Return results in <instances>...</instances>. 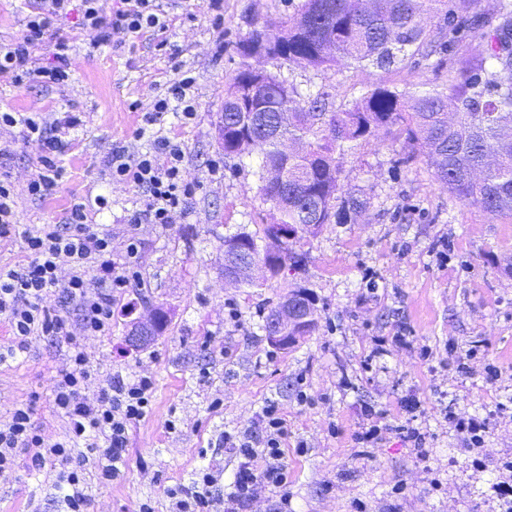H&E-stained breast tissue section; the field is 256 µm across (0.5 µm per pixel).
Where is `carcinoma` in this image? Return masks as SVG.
<instances>
[{
    "mask_svg": "<svg viewBox=\"0 0 512 512\" xmlns=\"http://www.w3.org/2000/svg\"><path fill=\"white\" fill-rule=\"evenodd\" d=\"M442 15L447 26L425 25ZM472 30L480 39L479 64L464 63L449 93L407 94L378 86L348 107L335 109L323 89L305 91L282 74L259 78L247 58L257 50L270 59L327 69L349 64L388 69L415 56L433 64L453 48L450 34ZM241 66L225 89L224 154L258 155L259 193L271 203L274 223L288 233L279 242V267L301 256L290 240L350 213L369 198L346 188L336 153L355 148L382 129L418 144L448 192L492 217L512 218V0H496L489 16H460L452 0H303L287 18L261 17L237 43ZM288 118H283V113ZM304 138L309 150L285 156L284 139ZM288 172V182L266 181V172ZM261 257L271 246L245 231L224 236Z\"/></svg>",
    "mask_w": 512,
    "mask_h": 512,
    "instance_id": "obj_1",
    "label": "carcinoma"
}]
</instances>
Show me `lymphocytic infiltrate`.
I'll return each mask as SVG.
<instances>
[{"label":"lymphocytic infiltrate","mask_w":512,"mask_h":512,"mask_svg":"<svg viewBox=\"0 0 512 512\" xmlns=\"http://www.w3.org/2000/svg\"><path fill=\"white\" fill-rule=\"evenodd\" d=\"M66 0H40V5L26 17L25 28L9 45L0 48V75H9L14 82L35 80L52 88L66 85L72 76L73 45L69 38L59 35L55 21ZM82 30L90 46L109 42L112 34L121 33L129 40L139 39L149 30H165L157 0H123V5L110 17H102L96 0H82ZM50 48L51 62L39 64L36 50ZM194 83L188 72L176 71L167 90L155 95L143 120L152 125L179 105L184 118H191L195 102L188 92ZM77 115L64 113L55 119L53 128L31 118H20L15 112H1L0 125H23L29 137L39 140L43 152L39 169L28 184L30 196L42 198L50 194L62 176L55 154L62 146V137L79 125ZM184 153L180 145L168 138H158L152 151L137 155L126 149L113 151L110 160L111 178L116 182L134 185L145 194L142 212L129 218L130 224L149 220L153 224L174 223L192 189L180 176ZM29 260L8 270L0 269V316L4 317L11 342L0 352V362L26 352L36 336H64L70 348L69 365L62 371L54 392L53 404L66 420L63 439L52 440L34 425L30 404L16 405L11 420L0 427V474L12 470L18 453L29 454L33 464L50 461L68 463L69 468L59 476L58 487L68 512H86L87 500L82 482L88 462H95L103 477L113 478L129 442L131 427L144 420L151 410L154 381L137 376L132 381L108 380L95 401L84 394L89 358L82 345L83 337L107 335L112 329L113 308L129 288L141 282L136 266L140 241L129 233L123 263L111 262L112 239L91 227L89 212L84 204L71 208L66 224H45L24 234ZM69 265L72 273L60 281L58 272ZM97 267L99 275L89 278V267ZM63 287L70 302L78 310V328L70 330L64 317L48 313L41 305L49 290ZM258 434L225 435L224 445L238 459L233 477V490L226 499V512H239L240 507L263 488L284 487L288 471L283 466L282 442L287 434V421L278 402L264 405L258 419ZM105 438L106 448H98V438ZM98 448L96 459L80 454V447ZM214 483L210 468H200L191 485L169 490L171 512H214L211 487Z\"/></svg>","instance_id":"lymphocytic-infiltrate-1"}]
</instances>
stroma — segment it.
Returning <instances> with one entry per match:
<instances>
[{"instance_id": "stroma-1", "label": "stroma", "mask_w": 512, "mask_h": 512, "mask_svg": "<svg viewBox=\"0 0 512 512\" xmlns=\"http://www.w3.org/2000/svg\"><path fill=\"white\" fill-rule=\"evenodd\" d=\"M301 0H224L215 25L204 0H159L163 32L137 41L121 34L93 48L80 27L81 2L70 0L56 28L69 37L75 71L65 87L15 83L0 75V109L51 125L71 112L80 126L64 138L62 169L52 193L31 197L40 142L22 125L0 126V173L14 190L17 233L0 241V267L25 263L22 234L66 223L73 204L87 206L95 231L110 234L121 255L127 217L142 210L141 192L112 182L114 148L146 149L152 136L180 144L181 177L193 188L184 212L167 226L139 224L142 283L118 302L112 330L88 336L85 394L96 399L111 376L147 374L155 380L149 415L130 432L119 475L100 479L85 471L89 512H135L152 499L169 512L168 489L190 485L209 465L211 491L223 512L237 460L225 433L252 431L266 401H278L288 425L282 463L288 484L261 490L244 512H504L494 486L512 474V219L488 216L440 183L405 138L376 133L339 155L344 183L367 190L365 213L316 233H298L303 261L261 286L224 282V237L261 232L272 210L255 175L238 170L221 145L224 90L240 59L235 44L256 17L294 14ZM476 38L436 68L404 62L384 71L337 65L294 67L298 87H322L334 107L351 105L378 85L403 92L447 91L461 58L476 59ZM195 79L194 120L165 113L151 137L137 138L154 95L164 92L175 68ZM107 207H98L97 197ZM316 296L317 327L281 347L265 336L270 309L296 286ZM240 313L227 317L228 305ZM168 315L166 329L145 347H130L133 322L154 308ZM405 343H395V336ZM64 337L33 338L27 352L0 364V424L12 409L31 404L34 424L63 438L64 417L52 406L68 362ZM468 372H459V362ZM307 402H300L298 392ZM221 399L220 410L211 402ZM388 430L377 443L357 444L370 424L367 410ZM486 417L483 447H470L446 414ZM425 435L422 447L404 441L395 426ZM60 465L36 471L18 454L0 474V512H66L57 488Z\"/></svg>"}]
</instances>
